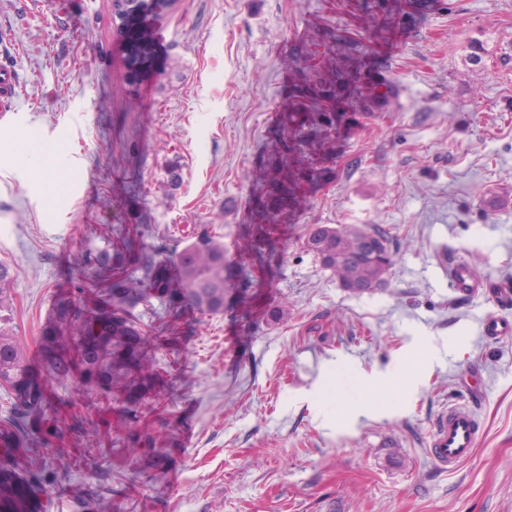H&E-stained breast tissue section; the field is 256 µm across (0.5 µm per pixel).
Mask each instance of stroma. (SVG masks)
<instances>
[{"mask_svg": "<svg viewBox=\"0 0 512 512\" xmlns=\"http://www.w3.org/2000/svg\"><path fill=\"white\" fill-rule=\"evenodd\" d=\"M350 2L168 0L147 19L154 62L134 77L111 0H0V69L20 100L0 124V261L31 366L126 196V223L161 257L203 231L224 245L223 313L137 307L164 381L141 425L167 460L142 471L101 398L47 380L51 409L78 403L86 431L51 439L40 512H512V335L479 332L512 307L448 287L454 261L512 282V0H433L390 26ZM342 28L392 93L339 121L327 176L257 266L254 196L289 125L294 48L321 52ZM309 224L386 229L388 288H341L303 249ZM475 372L483 385L465 395ZM465 399L476 450L443 470L427 454L433 424Z\"/></svg>", "mask_w": 512, "mask_h": 512, "instance_id": "1", "label": "stroma"}]
</instances>
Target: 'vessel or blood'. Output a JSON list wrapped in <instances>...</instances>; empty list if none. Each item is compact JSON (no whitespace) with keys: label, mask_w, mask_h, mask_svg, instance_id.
I'll list each match as a JSON object with an SVG mask.
<instances>
[{"label":"vessel or blood","mask_w":512,"mask_h":512,"mask_svg":"<svg viewBox=\"0 0 512 512\" xmlns=\"http://www.w3.org/2000/svg\"><path fill=\"white\" fill-rule=\"evenodd\" d=\"M15 90L16 84L11 73H0V120L16 116L19 106ZM448 286L459 296L484 291L505 302L512 300V284L479 285L471 269L462 263L449 267ZM481 333L491 341L510 336L512 321L497 316L488 317L481 324ZM478 433L479 424L472 409L456 402L451 403L437 419L427 452L439 467L455 468L473 455Z\"/></svg>","instance_id":"1"}]
</instances>
